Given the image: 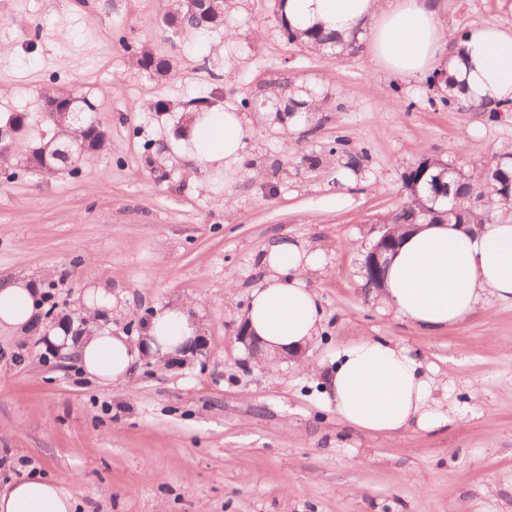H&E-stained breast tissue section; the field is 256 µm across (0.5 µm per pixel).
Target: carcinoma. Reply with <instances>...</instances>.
I'll return each instance as SVG.
<instances>
[{"instance_id":"carcinoma-1","label":"carcinoma","mask_w":512,"mask_h":512,"mask_svg":"<svg viewBox=\"0 0 512 512\" xmlns=\"http://www.w3.org/2000/svg\"><path fill=\"white\" fill-rule=\"evenodd\" d=\"M168 18L178 22L188 34H199L215 29L224 23V6L208 4L203 7L199 0H177V8ZM283 35L290 43L310 46H329L337 54L351 55L353 43L336 46V37L315 29L308 31V40L282 22ZM55 92H46L38 99L34 112H19L9 123L0 128L4 137L0 139V164L8 167L9 159L22 147L18 134L34 123L53 128L54 137L65 141V153L48 141L39 151L29 150L28 163L37 174H51L59 167H72L89 154L103 151L108 146V137L92 116V103L80 96L70 112L78 115L82 125L74 129L67 124L68 113L46 112L45 104L53 99ZM497 177L471 179L451 168L440 159L425 158L411 167L403 178V187L408 200L390 215L391 224H421L446 221L454 218L459 224L470 223L476 207L472 198L490 194L492 204L484 206L480 215L491 217L493 204L498 198L512 194V166L506 162L496 163Z\"/></svg>"}]
</instances>
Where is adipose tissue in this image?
<instances>
[{
    "label": "adipose tissue",
    "mask_w": 512,
    "mask_h": 512,
    "mask_svg": "<svg viewBox=\"0 0 512 512\" xmlns=\"http://www.w3.org/2000/svg\"><path fill=\"white\" fill-rule=\"evenodd\" d=\"M443 9L441 0H285L283 13L296 29L319 27L344 41L368 28L373 56L399 76L421 77L443 64L462 102L494 106L512 100V31L476 25L452 43L441 23ZM249 135L233 110L195 112L177 146L200 173L216 164L232 170L244 165ZM259 266L263 275L243 315L257 356L301 357L321 325L309 286L323 266L321 254L284 239L263 250ZM487 293L512 304V218L420 225L403 236L386 263L383 303L419 328L455 325ZM35 296L28 279L1 286L0 330L25 335L36 317ZM116 304L109 285L90 288L83 309L98 327L83 333L57 328L48 336L101 385L124 384L143 358L187 355L200 334L193 304L176 299L157 306L140 338L131 339L107 324ZM324 384L337 418L360 430L389 436L413 424L430 430L446 419L433 378L404 349L380 341L366 339L340 352ZM75 504L69 491L40 476L0 490V512H74Z\"/></svg>",
    "instance_id": "1"
}]
</instances>
